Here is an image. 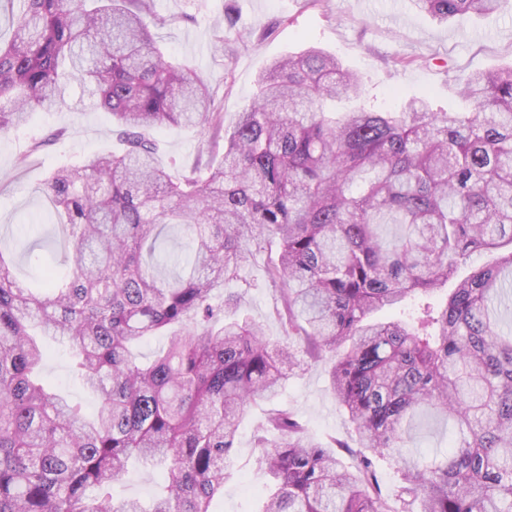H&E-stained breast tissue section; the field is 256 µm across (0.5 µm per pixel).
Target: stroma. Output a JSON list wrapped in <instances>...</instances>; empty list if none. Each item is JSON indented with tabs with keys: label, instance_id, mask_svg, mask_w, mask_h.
<instances>
[{
	"label": "stroma",
	"instance_id": "35a3bbf8",
	"mask_svg": "<svg viewBox=\"0 0 512 512\" xmlns=\"http://www.w3.org/2000/svg\"><path fill=\"white\" fill-rule=\"evenodd\" d=\"M168 17L155 28L166 56L186 62L206 79L225 124H232L257 91L270 63L316 47L359 73L362 104L402 106L427 99L434 111L466 110L452 77L474 70L512 66V0H503L488 18L465 17L439 24L419 13L411 0H154ZM223 35L224 50L215 47ZM159 159L177 174L222 157L224 135L212 126L178 130L155 128ZM112 119L96 109L82 84L71 82L63 105L32 113L26 126L0 133V248L11 254L13 273L30 283L43 275L46 251L14 249L15 237L30 232L35 214H48L45 181L61 167L80 164L94 152L111 150ZM241 275L252 287L241 315L260 325L274 343L286 332L275 314V299L263 263ZM327 365L316 361L288 381L272 399H258L244 419L229 459L233 473L217 501V512H258L268 478L254 464L253 428L264 410L286 405L295 410L321 443L351 438L352 430L328 388ZM44 374L71 403L93 412L97 399L70 371L64 351L55 348Z\"/></svg>",
	"mask_w": 512,
	"mask_h": 512
}]
</instances>
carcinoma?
Masks as SVG:
<instances>
[{"mask_svg":"<svg viewBox=\"0 0 512 512\" xmlns=\"http://www.w3.org/2000/svg\"><path fill=\"white\" fill-rule=\"evenodd\" d=\"M439 23L498 0H417ZM0 131L64 100L70 81L112 115L120 153L50 174L70 273L45 292L0 250V512H216L251 402L310 360L352 443L315 441L290 408L254 431L260 512H512V66L454 77L470 112L330 103L362 96L336 56L270 64L224 133V157L173 176L155 126H223L205 79L167 58L153 0H0ZM185 228L190 257L157 255ZM266 263L288 344L272 346L227 281ZM475 254L492 261L460 277ZM453 283L451 292L438 296ZM171 330L149 361L134 347ZM98 398L89 417L39 373L44 341ZM452 421L446 456L407 448L415 416ZM348 454L355 467H343ZM162 465L149 502L113 501L128 461ZM398 482L383 489L377 463Z\"/></svg>","mask_w":512,"mask_h":512,"instance_id":"cac0c4a2","label":"carcinoma"}]
</instances>
